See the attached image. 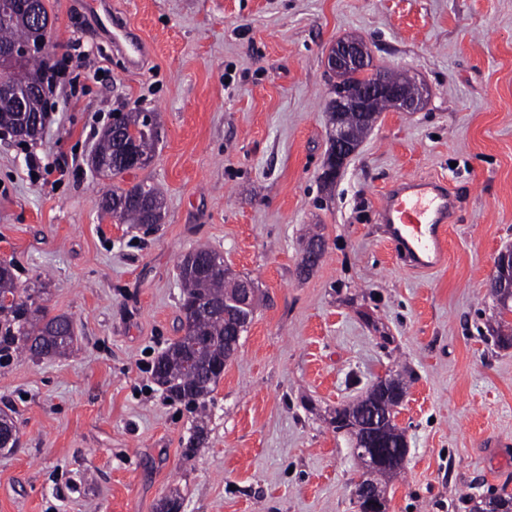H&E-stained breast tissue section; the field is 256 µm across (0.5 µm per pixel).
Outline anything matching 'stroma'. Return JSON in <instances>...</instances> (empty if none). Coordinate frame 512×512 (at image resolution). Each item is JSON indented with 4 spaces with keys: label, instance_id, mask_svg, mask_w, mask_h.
I'll use <instances>...</instances> for the list:
<instances>
[{
    "label": "stroma",
    "instance_id": "1",
    "mask_svg": "<svg viewBox=\"0 0 512 512\" xmlns=\"http://www.w3.org/2000/svg\"><path fill=\"white\" fill-rule=\"evenodd\" d=\"M88 0H45L69 67L36 139L0 137V262L75 323L68 353L0 360V512H357L362 473L329 420L386 369L410 372L409 453L387 512H468L512 485V348L496 347L486 281L512 248V0H110L149 48L131 67ZM414 78L415 112L379 113L333 184L325 103L336 39ZM160 113L151 163L112 179L86 158L113 113ZM65 164L32 176L29 154ZM440 179L457 204L445 263L410 269L374 211L393 181ZM156 185L162 224L99 207ZM325 255L299 275L307 238ZM206 245L251 280L256 310L210 396L207 436L151 367L178 336L177 264ZM194 447L191 461L182 451Z\"/></svg>",
    "mask_w": 512,
    "mask_h": 512
}]
</instances>
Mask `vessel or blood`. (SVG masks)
Instances as JSON below:
<instances>
[{"label": "vessel or blood", "instance_id": "vessel-or-blood-1", "mask_svg": "<svg viewBox=\"0 0 512 512\" xmlns=\"http://www.w3.org/2000/svg\"><path fill=\"white\" fill-rule=\"evenodd\" d=\"M112 43L125 52L131 66H139L145 47L138 36L122 25L114 26ZM454 201L445 183L432 178L395 181L376 209L386 238L406 264L416 271L437 269L447 249L446 228Z\"/></svg>", "mask_w": 512, "mask_h": 512}]
</instances>
